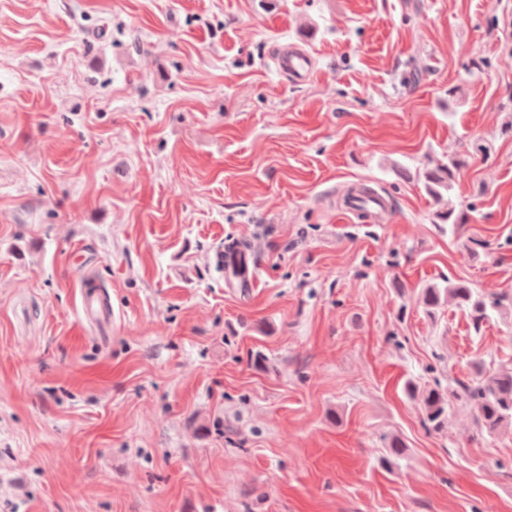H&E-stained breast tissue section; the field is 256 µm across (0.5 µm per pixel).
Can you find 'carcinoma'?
<instances>
[{
  "label": "carcinoma",
  "instance_id": "carcinoma-1",
  "mask_svg": "<svg viewBox=\"0 0 512 512\" xmlns=\"http://www.w3.org/2000/svg\"><path fill=\"white\" fill-rule=\"evenodd\" d=\"M465 166V160L450 157L446 163L423 168L424 187L436 206L433 213L434 223H466L464 209L456 208L450 199L444 197L453 188ZM450 297L466 312L477 334L492 319V314H500L507 307L512 309V293L503 291L487 294L468 283L448 277L445 278L443 287L428 284L420 288L417 303L431 314ZM404 391L409 397L421 402L423 425L429 431L440 432L447 428L450 395L455 400L476 408V424L481 433L495 437L504 430L512 429V365L480 368L474 377L459 383L451 392L442 388L437 380L429 383L414 378L405 382ZM385 453L382 461L390 467L404 455L405 445L399 437L393 436L385 446Z\"/></svg>",
  "mask_w": 512,
  "mask_h": 512
}]
</instances>
